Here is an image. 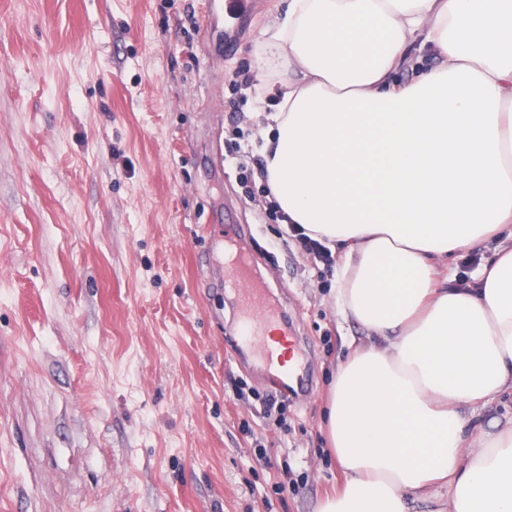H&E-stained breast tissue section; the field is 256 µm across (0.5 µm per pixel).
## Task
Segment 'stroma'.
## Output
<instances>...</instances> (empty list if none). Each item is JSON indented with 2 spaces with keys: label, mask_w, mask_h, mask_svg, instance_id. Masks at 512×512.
<instances>
[{
  "label": "stroma",
  "mask_w": 512,
  "mask_h": 512,
  "mask_svg": "<svg viewBox=\"0 0 512 512\" xmlns=\"http://www.w3.org/2000/svg\"><path fill=\"white\" fill-rule=\"evenodd\" d=\"M209 2L0 0V512H317L344 483L324 409L366 332L236 181L269 103L232 81L278 0H224L220 58ZM232 246L307 361L283 426ZM224 22V3L222 0H213L206 14L201 19V25L204 29L207 45L219 44L223 47L224 31L220 26V20Z\"/></svg>",
  "instance_id": "obj_1"
}]
</instances>
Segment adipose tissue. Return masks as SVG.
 I'll return each mask as SVG.
<instances>
[{
	"instance_id": "obj_1",
	"label": "adipose tissue",
	"mask_w": 512,
	"mask_h": 512,
	"mask_svg": "<svg viewBox=\"0 0 512 512\" xmlns=\"http://www.w3.org/2000/svg\"><path fill=\"white\" fill-rule=\"evenodd\" d=\"M254 78L270 198L340 249L336 306L369 344L339 365L319 512H512V0H281ZM491 256L445 285L460 252ZM512 417V399L511 396L502 398V401L497 400L482 408L473 417V423L476 425L486 426L492 420H499L502 423L511 420Z\"/></svg>"
}]
</instances>
